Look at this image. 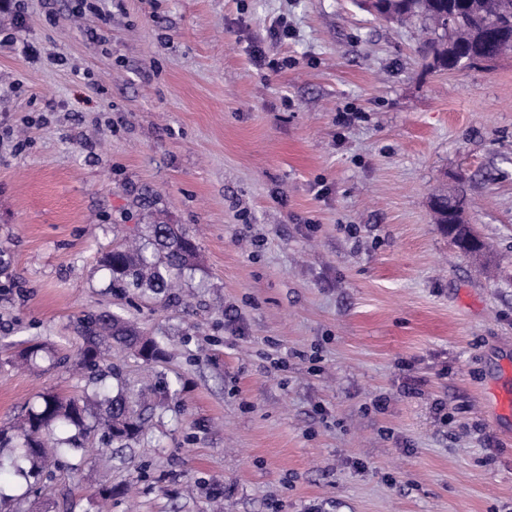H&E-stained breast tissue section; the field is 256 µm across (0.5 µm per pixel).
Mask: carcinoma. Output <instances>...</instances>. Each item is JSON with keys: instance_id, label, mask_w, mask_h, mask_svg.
<instances>
[{"instance_id": "carcinoma-1", "label": "carcinoma", "mask_w": 512, "mask_h": 512, "mask_svg": "<svg viewBox=\"0 0 512 512\" xmlns=\"http://www.w3.org/2000/svg\"><path fill=\"white\" fill-rule=\"evenodd\" d=\"M376 13L395 22L422 23L430 34L423 50L430 69L458 70L464 55L478 65L492 63L512 52V0H379ZM435 198L436 224L465 223L460 198L443 191ZM147 228L141 247L119 244L103 257L112 288L122 294L136 290L166 295L175 281L194 270L197 263V246L182 228L173 230L168 224H149ZM77 329L84 337L81 363L91 371L100 367L111 347L129 350L146 364L158 362L165 355L160 341L117 314L87 312L78 319ZM98 395L102 396V412L94 414V426H103L107 442L123 443L144 434L145 408L138 398L122 392L112 396L106 387ZM85 417L86 407L79 400L47 393L40 405L28 413L16 437L0 431V448L17 440L10 467L23 474L19 465V458L23 457L30 463V475L38 478L43 472L39 461L68 451L66 442L56 433L72 427V441H79L86 434Z\"/></svg>"}]
</instances>
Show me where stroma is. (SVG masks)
I'll return each mask as SVG.
<instances>
[{
    "instance_id": "1",
    "label": "stroma",
    "mask_w": 512,
    "mask_h": 512,
    "mask_svg": "<svg viewBox=\"0 0 512 512\" xmlns=\"http://www.w3.org/2000/svg\"><path fill=\"white\" fill-rule=\"evenodd\" d=\"M93 2L0 12V429L118 378L154 415L36 488L4 471L0 507L512 512V421L484 400L512 391V53L430 72L421 29L356 0ZM458 188L488 262L433 220ZM149 224L199 264L176 296L114 295L101 259ZM88 311L167 357L77 369Z\"/></svg>"
}]
</instances>
